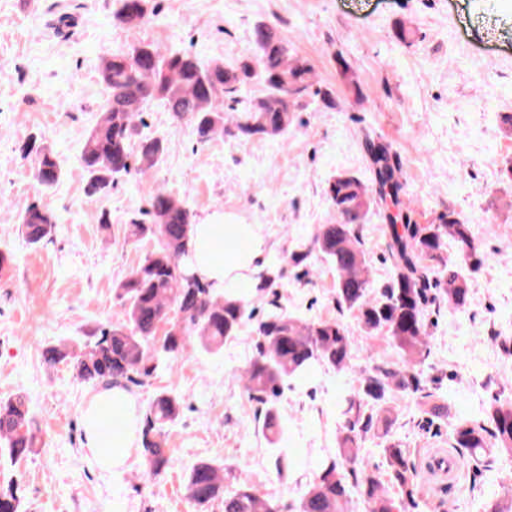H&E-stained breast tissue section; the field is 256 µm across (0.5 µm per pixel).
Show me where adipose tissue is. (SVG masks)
Returning <instances> with one entry per match:
<instances>
[{
    "instance_id": "1",
    "label": "adipose tissue",
    "mask_w": 512,
    "mask_h": 512,
    "mask_svg": "<svg viewBox=\"0 0 512 512\" xmlns=\"http://www.w3.org/2000/svg\"><path fill=\"white\" fill-rule=\"evenodd\" d=\"M266 238L260 225L242 224L226 215H213L192 231L191 272L207 283L214 294L239 295L242 283H258L262 273ZM121 405L128 411L125 436L109 439L102 432L106 412ZM136 398L115 385L95 394L83 410L87 446L106 469L125 465L137 444Z\"/></svg>"
}]
</instances>
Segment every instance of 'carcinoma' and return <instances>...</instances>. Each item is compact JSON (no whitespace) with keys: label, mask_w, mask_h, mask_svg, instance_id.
<instances>
[{"label":"carcinoma","mask_w":512,"mask_h":512,"mask_svg":"<svg viewBox=\"0 0 512 512\" xmlns=\"http://www.w3.org/2000/svg\"><path fill=\"white\" fill-rule=\"evenodd\" d=\"M113 18L136 27L145 17L146 0H117ZM139 70L130 73L127 53L104 56L101 79L109 92L104 112L84 141L81 163L90 196L104 195L121 179L142 176L162 161V140L134 136L143 126V114L160 100L175 117L189 118L199 143L226 132L242 137H280L288 133L292 112L307 95L312 76L307 61L292 55L287 44L266 24L254 30L251 52L226 65L219 60L202 62L186 51L161 52L151 43L141 45ZM257 82L263 94L246 106L235 123L225 125L219 94H235ZM374 179L366 187L358 178L339 175L326 193L340 222L324 224L315 238L318 253L336 270V295L340 306L357 312L367 335L385 333L402 357L395 368L373 366L360 374L358 385L344 398V422L334 456L320 464L319 472L306 485L295 512H351V492L357 489L367 512H401L415 501L409 474L408 450L391 443L383 452L387 474L402 492L397 501L387 495L379 476L365 463L362 441L370 434L389 435L391 420L388 397L400 392L420 395L430 406L435 396L425 391L416 366L427 352L424 307L428 298V267L423 261H440L445 238L454 241L457 262L448 265V305H467L471 282L463 267L478 264L479 248L469 224L453 210L441 214L438 223L412 222V211L401 208L403 185L397 177L400 164L385 146L369 141ZM20 157L33 159L37 182L49 188L62 174L59 156L31 136L19 146ZM385 206L389 224L388 254L393 266L390 286L374 294L366 275L367 258L356 226L371 202ZM146 221L129 225L135 238H154L157 244L115 288L125 311L124 322L92 334L79 354L65 344L51 345L43 353L49 365L70 362L77 376L95 385L119 383L138 386L161 365L177 358L193 336L208 351H218L224 341L238 335L246 318L242 298L215 296L195 279H179L174 271L178 259L189 255V237L194 216L188 205L161 191L153 192L144 211ZM53 213L39 204L27 205L20 214V230L27 245L38 247L50 236ZM175 317H170V314ZM162 323L167 329L159 345H151ZM256 355L243 371L247 394L258 402L276 395L288 379L308 370L313 363L345 371L354 350V337L336 319L302 320L283 311H269L258 323ZM180 403L165 392L155 395L145 410L141 432L144 469L139 478L149 481L170 468L173 458L165 448V427L179 415ZM0 452L17 462L34 453L36 428L29 417L26 398L17 394L0 399ZM453 447L469 456L490 458L512 455V401L498 400L485 419L464 420L453 432ZM230 476L210 461L191 466L185 477L187 498L205 505L222 500L224 512H281L279 504L240 484L224 490ZM21 488L10 481L0 483V512H22Z\"/></svg>","instance_id":"cac0c4a2"}]
</instances>
